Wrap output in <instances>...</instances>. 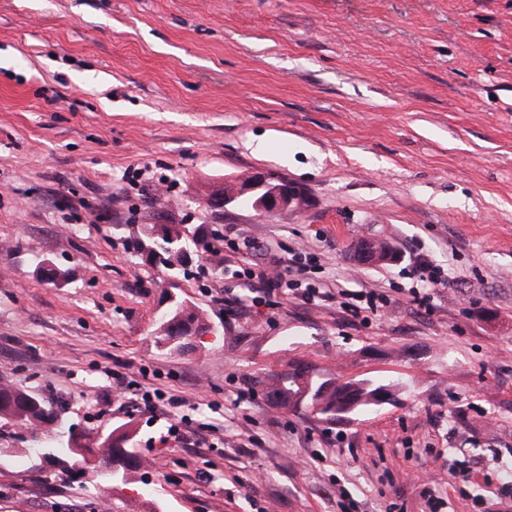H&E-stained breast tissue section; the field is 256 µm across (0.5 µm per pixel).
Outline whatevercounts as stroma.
Segmentation results:
<instances>
[{
  "instance_id": "1",
  "label": "stroma",
  "mask_w": 512,
  "mask_h": 512,
  "mask_svg": "<svg viewBox=\"0 0 512 512\" xmlns=\"http://www.w3.org/2000/svg\"><path fill=\"white\" fill-rule=\"evenodd\" d=\"M254 172L307 210L206 205ZM161 224L232 246L169 270L132 247ZM364 236L400 262L359 263ZM302 246L318 297L247 283ZM176 300L207 332L158 346ZM295 364L392 397L268 401ZM142 368L180 442L116 399ZM0 384L56 412L0 418V512H422L425 486L512 512V0H0ZM124 423L146 467L77 475L63 432Z\"/></svg>"
}]
</instances>
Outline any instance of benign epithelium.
Here are the masks:
<instances>
[{
	"label": "benign epithelium",
	"instance_id": "benign-epithelium-1",
	"mask_svg": "<svg viewBox=\"0 0 512 512\" xmlns=\"http://www.w3.org/2000/svg\"><path fill=\"white\" fill-rule=\"evenodd\" d=\"M250 196L252 206L261 213H276L281 210L301 212L309 206L308 193L300 186L290 183L288 187L279 185V179L271 174L256 173L244 179L224 181V194L211 196L206 204L214 207H227L236 204L243 196ZM357 260L364 264L392 263L397 254L386 241L379 238H363L355 246ZM70 452L77 465L90 472L99 468L98 460L84 448L79 440L72 444Z\"/></svg>",
	"mask_w": 512,
	"mask_h": 512
}]
</instances>
